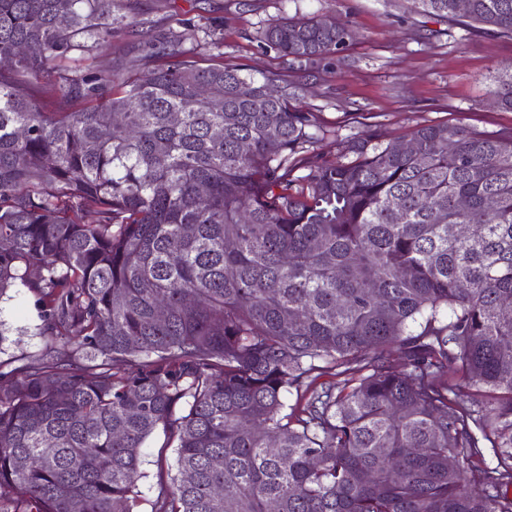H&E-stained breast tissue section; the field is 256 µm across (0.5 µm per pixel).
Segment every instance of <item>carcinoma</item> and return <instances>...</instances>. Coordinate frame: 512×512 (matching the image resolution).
Instances as JSON below:
<instances>
[{
	"mask_svg": "<svg viewBox=\"0 0 512 512\" xmlns=\"http://www.w3.org/2000/svg\"><path fill=\"white\" fill-rule=\"evenodd\" d=\"M413 2L512 36V0ZM134 11L0 0V297L34 290L45 341L0 384V512H140L159 430L156 512H512V134L328 163L299 85L203 66L192 33L122 75L62 65ZM261 39L305 69L351 31ZM489 95L512 110V63Z\"/></svg>",
	"mask_w": 512,
	"mask_h": 512,
	"instance_id": "1",
	"label": "carcinoma"
}]
</instances>
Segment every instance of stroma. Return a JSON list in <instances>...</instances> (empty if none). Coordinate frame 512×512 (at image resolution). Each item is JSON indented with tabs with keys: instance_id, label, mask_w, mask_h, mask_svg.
<instances>
[{
	"instance_id": "stroma-1",
	"label": "stroma",
	"mask_w": 512,
	"mask_h": 512,
	"mask_svg": "<svg viewBox=\"0 0 512 512\" xmlns=\"http://www.w3.org/2000/svg\"><path fill=\"white\" fill-rule=\"evenodd\" d=\"M135 8L138 25L120 30L75 68L124 73L140 66L148 37L195 30L196 41L184 46L199 59H208L213 38L225 67L283 73L301 83L297 105L326 129L314 150L327 162L340 160L348 140L367 130L387 144L439 123L488 136L512 133V110L492 105L487 95L496 69L512 63V38L425 18L411 0H136ZM313 16L346 22L353 33L347 50L314 68L297 69L259 39L282 19ZM39 322L29 289L0 298V374L14 357L44 348Z\"/></svg>"
}]
</instances>
